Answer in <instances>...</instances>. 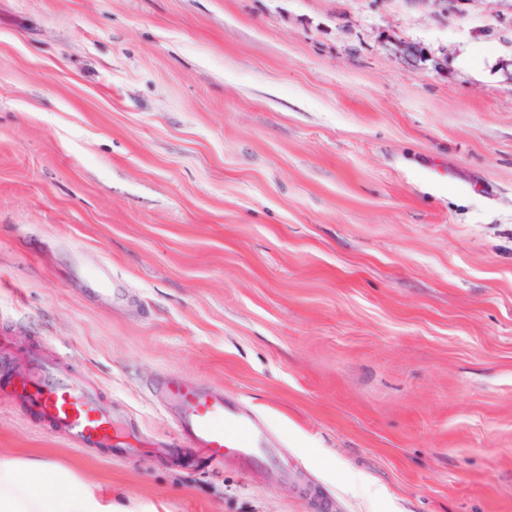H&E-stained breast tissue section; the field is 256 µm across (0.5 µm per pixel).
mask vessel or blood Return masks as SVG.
I'll list each match as a JSON object with an SVG mask.
<instances>
[{
  "label": "vessel or blood",
  "mask_w": 512,
  "mask_h": 512,
  "mask_svg": "<svg viewBox=\"0 0 512 512\" xmlns=\"http://www.w3.org/2000/svg\"><path fill=\"white\" fill-rule=\"evenodd\" d=\"M0 385L20 400L47 430L64 435L74 447L102 448L125 459L138 456L121 423L100 402V392L58 361L31 357L23 370L9 372ZM173 411L178 439L212 463L251 466L268 456L267 435L254 413L223 392L167 378L161 387Z\"/></svg>",
  "instance_id": "b4317fda"
}]
</instances>
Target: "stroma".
<instances>
[{"label":"stroma","mask_w":512,"mask_h":512,"mask_svg":"<svg viewBox=\"0 0 512 512\" xmlns=\"http://www.w3.org/2000/svg\"><path fill=\"white\" fill-rule=\"evenodd\" d=\"M0 336L145 443L171 375L258 415L245 471L0 394L138 512H512V0H0ZM4 388L47 430L76 448H102L125 459L139 455L123 436L121 422L100 402V392L55 360L32 356L22 371L4 378Z\"/></svg>","instance_id":"1"}]
</instances>
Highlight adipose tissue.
<instances>
[{"label":"adipose tissue","instance_id":"adipose-tissue-1","mask_svg":"<svg viewBox=\"0 0 512 512\" xmlns=\"http://www.w3.org/2000/svg\"><path fill=\"white\" fill-rule=\"evenodd\" d=\"M0 512H134L110 492L40 459L0 457Z\"/></svg>","mask_w":512,"mask_h":512}]
</instances>
